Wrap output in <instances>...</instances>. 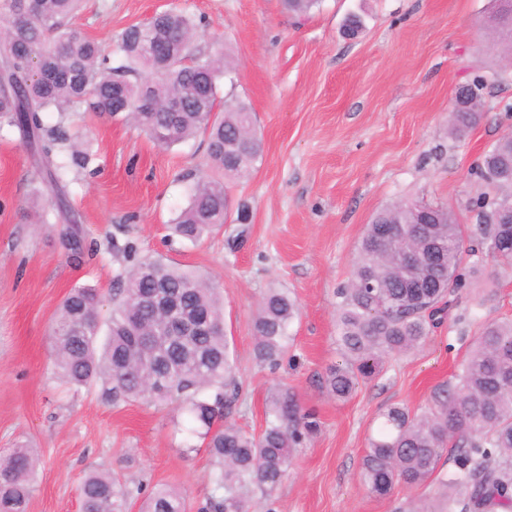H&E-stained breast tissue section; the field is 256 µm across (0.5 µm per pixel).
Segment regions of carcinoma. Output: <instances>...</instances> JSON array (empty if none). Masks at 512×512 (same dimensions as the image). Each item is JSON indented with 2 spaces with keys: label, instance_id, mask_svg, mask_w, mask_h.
<instances>
[{
  "label": "carcinoma",
  "instance_id": "1",
  "mask_svg": "<svg viewBox=\"0 0 512 512\" xmlns=\"http://www.w3.org/2000/svg\"><path fill=\"white\" fill-rule=\"evenodd\" d=\"M320 0H282L303 16ZM509 0H497L493 20L512 33ZM81 0H0V129L18 130L32 147L36 170L63 191L65 166L55 150L69 152L77 166L84 152L59 125L43 131L41 113L111 115L121 108L158 146L197 135L219 178L203 177L188 205L174 219L175 235L190 243L222 227L229 217L226 183L248 175L261 155L255 116L242 99L218 102V81L232 68L221 49L195 41L196 24L183 13H164L128 27L111 51L69 19ZM122 63L112 66V56ZM484 83L474 82L466 111L450 117L460 135L477 121ZM479 177L489 188L475 206L479 223L463 225L448 206L400 200L376 213L366 226L348 284L336 292V342L341 362L332 366L325 389L338 401L384 371L386 361L427 343L441 324L448 296L479 279L484 263L507 256L512 246L496 210L512 205V135L484 155ZM424 223H418V220ZM398 225V244L378 234ZM67 250L85 256L82 229H62ZM433 244L441 261L417 280L407 277L398 256ZM102 320V300L91 288H75L63 300L54 328L55 365L74 386H95L118 407L131 401L187 405L202 429L211 457V495L200 512H253L249 493L271 500L288 475L292 451L319 430L315 415L285 384L268 397L265 428L258 436L225 422L236 396V379L225 334H198L197 320L224 323V294L198 274L144 259L123 269ZM295 298L279 289L261 299L253 321L257 357L278 365L297 317ZM107 325L99 342L101 325ZM452 468L440 469L443 456ZM37 459L27 448L0 458V512H27ZM360 479L368 493L386 497L436 480L432 505L410 502L396 512H512V321H486L458 372L433 390L427 406L412 413L392 406L381 415L376 436L362 458ZM131 490L116 476L92 470L80 486L81 512H129ZM144 512H186L181 495L159 488Z\"/></svg>",
  "mask_w": 512,
  "mask_h": 512
}]
</instances>
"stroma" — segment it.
Masks as SVG:
<instances>
[{
  "instance_id": "1",
  "label": "stroma",
  "mask_w": 512,
  "mask_h": 512,
  "mask_svg": "<svg viewBox=\"0 0 512 512\" xmlns=\"http://www.w3.org/2000/svg\"><path fill=\"white\" fill-rule=\"evenodd\" d=\"M490 8V0H322L298 19L280 0H85L74 23L106 46L154 12L192 14L199 45L227 44L236 70L219 93L250 104L263 152L229 185L232 206L246 205L250 223L224 224L192 244L169 226L193 184L214 173L203 138L162 149L119 112L42 113L45 128L65 125L90 155L87 168L66 172L63 218L30 148L17 131L0 132V452L24 445L39 457L28 512H80V480L94 468L134 488L130 512L161 485L182 494L187 512L211 492L209 456L177 405L115 409L54 371L52 326L70 289L96 288L104 310L112 308L126 262L106 250L110 240L195 270L223 291L239 383L230 422L260 433L279 383L316 411L319 434L294 452L276 498L256 512H394L401 500L434 496L432 483L371 495L361 460L383 411H420L465 359L481 323L512 320V262L489 263L476 292L451 297L429 342L391 359L349 400L329 398L321 382L340 359L336 291L376 212L413 197L452 206L459 223L478 221L472 202L486 187L477 168L512 131V70L485 27ZM352 12L365 17L354 40L342 33ZM476 79L485 83L480 118L449 135L455 91ZM66 218L100 244L96 257L70 260L59 234ZM271 288L300 308L274 368L255 359L252 328Z\"/></svg>"
}]
</instances>
